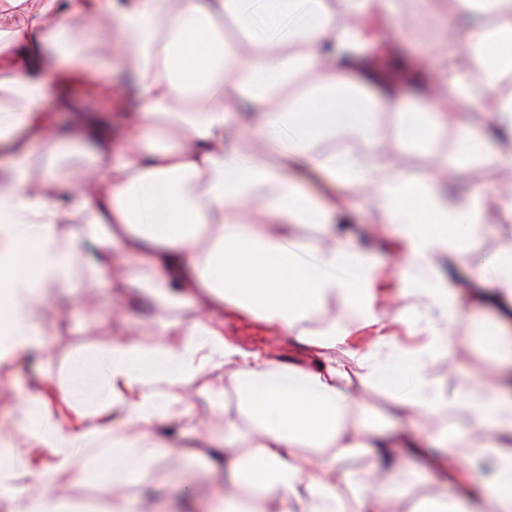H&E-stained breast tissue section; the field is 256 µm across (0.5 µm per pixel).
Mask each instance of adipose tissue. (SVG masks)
<instances>
[{"label":"adipose tissue","instance_id":"obj_1","mask_svg":"<svg viewBox=\"0 0 512 512\" xmlns=\"http://www.w3.org/2000/svg\"><path fill=\"white\" fill-rule=\"evenodd\" d=\"M401 2L0 0V152L9 157L0 165V334L15 350L39 346L38 304L76 287L73 227L86 224L113 277L169 305L195 297L204 337L156 357L131 343L83 356L66 408L106 387L138 393L137 434L112 440V499L93 511L34 493L13 512H130L122 489L157 452L151 428L162 401H187L208 369L224 372L214 403L227 390L238 402L224 422V499L212 512H397L408 475L396 449L432 443L452 447L437 466L457 491L413 500L407 512H512V246L461 283L465 243L499 228L484 212L486 194L446 190L386 154L452 129L453 163L491 166L489 192L512 220V92L500 88L512 74V0H433L446 22L423 53L445 45L453 66L408 73L416 100L358 55L381 48ZM476 65L486 74L479 94ZM109 68L119 78L93 90L130 113L128 124L116 133L105 117L82 118L61 135L45 99L71 108L68 88ZM380 112L398 119L381 125ZM339 131L369 152L316 151ZM300 166L370 199L374 232L391 241L409 285L394 287L373 250L345 243L337 218L349 201L315 199L293 175ZM306 224L317 238L304 249ZM134 256L145 266L130 265ZM336 306L355 310L356 323L318 327ZM474 310L490 316V361L480 386L451 394L428 366L438 357L455 365ZM241 317L294 338L303 358L284 364L244 348L224 331ZM375 389L394 395L393 418L422 432L368 421ZM445 414L469 419L476 438L430 430ZM103 432L46 421L48 483H68L75 448ZM464 446L490 468L489 481L459 464L454 451ZM367 453L370 466L344 468Z\"/></svg>","mask_w":512,"mask_h":512}]
</instances>
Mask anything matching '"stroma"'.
<instances>
[{
    "mask_svg": "<svg viewBox=\"0 0 512 512\" xmlns=\"http://www.w3.org/2000/svg\"><path fill=\"white\" fill-rule=\"evenodd\" d=\"M406 13V26L387 24L383 41L387 57L416 63L420 60L417 46L434 34L438 17L428 11H416L411 2ZM78 264L81 283L76 293L55 290L40 308L41 348L9 353L0 360V429L18 450L11 461L0 464V512H7L9 497L44 488L40 474L53 457L39 450L41 422L61 417L71 427L91 426L99 424L100 412L112 410L110 400L104 398L85 407L83 417L65 411L59 389L77 357L111 349L119 335L129 328L135 330L144 352L157 354L186 344L187 333L199 321L192 302L175 307L156 305L148 302L140 289L114 284L110 276L97 270L88 255H81ZM116 296L123 297L127 304L120 321L112 317V299ZM224 330L245 348L270 351L282 361L301 355L296 343L270 334L247 318L226 322ZM223 387V371L209 372L195 383L190 405L167 406L165 418L155 424L154 431L168 446L128 483L126 494L130 501L145 496L177 499L189 490L195 505H202L221 494L224 472L214 467L209 446L223 444L224 415L237 409L232 398L222 407L212 403L210 390ZM112 412L101 443L79 449L75 458L76 469L87 473V481L95 484L96 499L100 502L112 498V463L105 457L104 449L111 446L113 437L135 431L125 410ZM432 454V449L425 448L402 459V468L410 474V493H452L450 476L438 473L430 465ZM195 505L185 506L181 512H195Z\"/></svg>",
    "mask_w": 512,
    "mask_h": 512,
    "instance_id": "1",
    "label": "stroma"
}]
</instances>
